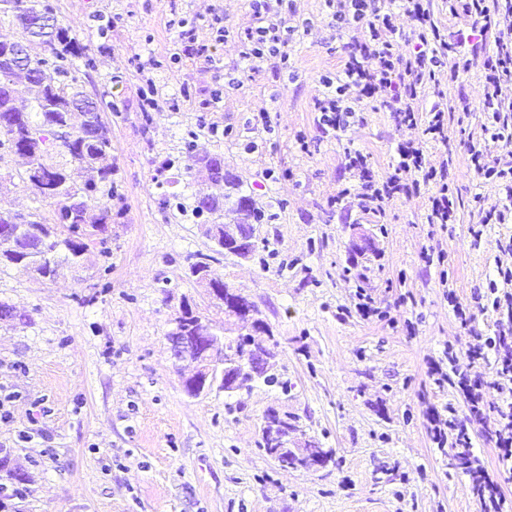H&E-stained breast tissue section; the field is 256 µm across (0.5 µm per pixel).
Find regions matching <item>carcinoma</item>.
Listing matches in <instances>:
<instances>
[{
  "mask_svg": "<svg viewBox=\"0 0 512 512\" xmlns=\"http://www.w3.org/2000/svg\"><path fill=\"white\" fill-rule=\"evenodd\" d=\"M49 14L44 26L51 38L41 43L47 55H29L24 60L27 69L28 93L32 111L17 103L13 85L17 78L14 70L17 47L29 40L36 31L30 22L38 10L37 0H0V15H9L18 28V35L0 38V148L4 147L22 159L24 169L19 179L34 198L47 201L55 208V223L9 211H0V265L21 264L44 278L58 274L61 261L59 251H65L64 261L80 263L89 243L100 239L112 223L114 175L117 168L112 160V137L108 127L99 120L100 108L86 97L77 102L69 92L65 78L69 66L76 60L90 61L89 45L81 42L69 25L59 20L53 9L45 5ZM86 112L91 120L70 131L67 139L58 140L57 130L71 126V114ZM64 149L73 170L47 162L50 150ZM198 172L212 183L224 186L229 175L224 173V157L218 154L197 155ZM250 197L229 194L198 198L189 207L183 202L175 204L181 214L192 213L211 216L210 223L224 224V213L234 215L236 223L250 225L260 221L261 215L249 204ZM224 254L221 248L212 253H195L191 259V276L204 272L220 279L212 263Z\"/></svg>",
  "mask_w": 512,
  "mask_h": 512,
  "instance_id": "obj_1",
  "label": "carcinoma"
}]
</instances>
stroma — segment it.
I'll list each match as a JSON object with an SVG mask.
<instances>
[{"mask_svg":"<svg viewBox=\"0 0 512 512\" xmlns=\"http://www.w3.org/2000/svg\"><path fill=\"white\" fill-rule=\"evenodd\" d=\"M91 47L75 87L98 101L112 135L116 191L124 214L83 263L43 278L0 266V483L26 475L24 495L0 512H479L471 478L427 430L430 408H468L428 374L445 348L465 353L453 304L467 305L484 334L496 260L512 222L480 225V211L506 201L479 179L468 153L487 116L481 45L468 75L446 88L453 224H429V191L395 198L384 214L339 197L354 180L347 151L367 155L378 179L397 143L420 131L398 125L379 101L359 103L351 126L330 136L314 108L320 78L349 53L331 25L328 0H294L287 61L246 70L234 32L253 24L246 0H45ZM220 15L229 38L216 40ZM186 30L169 28L171 17ZM205 55L174 61L188 43ZM155 90L159 109L143 114ZM472 105L464 112L463 103ZM219 133H212V126ZM224 158L242 194L264 213L255 256L214 264L268 322L262 342L276 353L289 393L255 384L233 395L215 388L188 397L166 335L183 301L219 330L224 311L188 270L212 244L192 216L164 199L193 203L219 194L196 174L195 152ZM0 155V209L53 219ZM369 295L377 315L356 305ZM299 416L300 442L326 448L308 472L281 469L258 448L270 409Z\"/></svg>","mask_w":512,"mask_h":512,"instance_id":"35a3bbf8","label":"stroma"}]
</instances>
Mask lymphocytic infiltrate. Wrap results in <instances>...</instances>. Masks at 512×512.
<instances>
[{
    "label": "lymphocytic infiltrate",
    "instance_id": "f902f5d3",
    "mask_svg": "<svg viewBox=\"0 0 512 512\" xmlns=\"http://www.w3.org/2000/svg\"><path fill=\"white\" fill-rule=\"evenodd\" d=\"M286 0H250L254 23L241 39L242 60L249 70H258L266 55L281 54L277 35L284 23ZM433 0H336L332 19L340 36L348 37L352 50L335 78H324L325 91L316 99L319 123L327 131H343L350 125L355 103L363 99L381 100L399 123L421 129L418 141L399 145L392 173L375 181L366 173L367 158L362 153L348 154L350 170L360 172L354 190L358 206L375 215L398 195L409 196L421 189L431 192L426 220L447 224L455 218L453 192L448 184L447 161L430 162L425 156L428 142L449 144L443 81H457L473 66L469 48L472 38L493 41L497 52L486 78L479 111L490 117V137L501 142L502 151L488 156L471 149L470 158L478 177L500 182L512 197V0H440L442 10L451 17H465L466 28L446 32L437 24ZM402 8L415 25L408 37L410 48L401 51L400 33L394 24L395 8ZM432 93L430 107H423L425 93ZM463 327L471 328L472 317L457 308ZM472 330V328H471ZM466 355L472 360H493L492 383L470 378L458 368L456 352L447 362H432L430 375L435 384L451 383L474 418L494 440L498 450L497 473L480 466L472 451V439L455 415L431 411L429 432L438 446H450L471 466L480 512H503L506 500L501 493L500 475L512 473V330L485 337L473 331ZM501 397L495 415L485 414L480 404L485 387Z\"/></svg>",
    "mask_w": 512,
    "mask_h": 512
}]
</instances>
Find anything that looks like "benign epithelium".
<instances>
[{"mask_svg": "<svg viewBox=\"0 0 512 512\" xmlns=\"http://www.w3.org/2000/svg\"><path fill=\"white\" fill-rule=\"evenodd\" d=\"M249 244L250 239L234 234L232 238L224 240V250L243 256L247 253ZM207 293L212 302L224 307V315L227 317L224 335L210 332L201 325V321L191 317L193 308L185 303L182 306L187 311L185 321L172 329L171 336L168 337L172 364L179 367L187 362L195 366L192 374L182 377L183 390L190 397H198L210 390L216 382L217 369L221 366L224 367V374L221 376L220 387L226 393L239 390L237 373L266 374L270 371V357L258 353L247 356L243 361L224 347L226 336L254 337L269 333L268 324L254 310L253 302L226 286L209 288ZM262 429L274 453L293 457L294 468L299 471H307L319 465L325 457L324 450L311 443L303 448L288 447L298 431L295 430L292 415L286 412L269 411Z\"/></svg>", "mask_w": 512, "mask_h": 512, "instance_id": "1", "label": "benign epithelium"}]
</instances>
